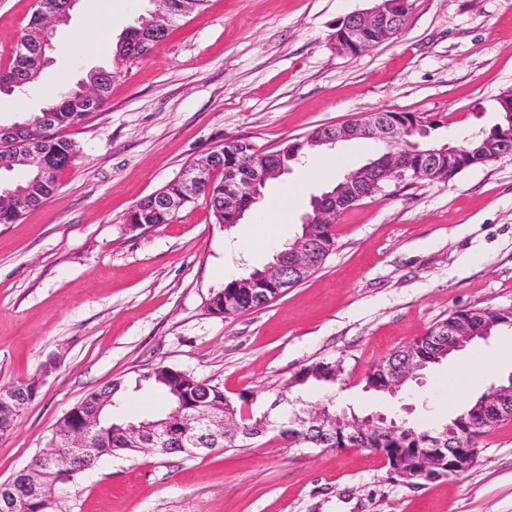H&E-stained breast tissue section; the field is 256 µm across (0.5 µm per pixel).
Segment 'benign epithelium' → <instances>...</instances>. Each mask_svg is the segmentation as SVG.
Instances as JSON below:
<instances>
[{
  "instance_id": "obj_1",
  "label": "benign epithelium",
  "mask_w": 512,
  "mask_h": 512,
  "mask_svg": "<svg viewBox=\"0 0 512 512\" xmlns=\"http://www.w3.org/2000/svg\"><path fill=\"white\" fill-rule=\"evenodd\" d=\"M409 10V0H379V4L372 9L344 18L332 35L333 44L336 50L351 55L367 51L379 41L397 34L399 26L407 20ZM67 19L66 12L50 11L45 15L44 27L37 36L43 53L41 64L49 61L45 53L52 48L55 28ZM13 131L12 127L0 126V170H8L13 165L11 153L3 145V141L9 139ZM429 133V121L421 116L372 113L363 121L338 125L307 142L309 148L316 150L322 147L333 149L338 143L351 139H369L380 145L381 152L380 160L367 162L348 172L334 191L315 199L314 214L304 217L303 223L308 226L337 223L343 202L361 192L362 179L367 175L382 178H425L440 175L444 157H450L452 153L445 148L440 151L427 149ZM506 154H512V142L504 140L497 141L495 146L482 145L472 151L476 164H485ZM413 155L430 156L432 162L422 166L412 161ZM220 159V155L210 153L204 159L184 168L178 177L184 200L191 201L203 195L207 174H213L221 167ZM288 172L289 168L272 164L267 159L256 160L254 166H246L240 171H228L224 179V212L237 218L244 216L261 195V189L266 182ZM287 260L291 262L296 274L309 272L316 262L313 237L307 234L297 239L289 250L264 266L261 277L267 281L280 279ZM490 336V327L479 328L467 320L452 321L439 331V337L448 340V346L443 349L445 357ZM393 364L396 370H385L384 384L385 390L393 395L409 382L418 381L423 376L425 361L411 343L397 349ZM37 387L36 382L29 384L27 393L21 396L11 386L0 387V425L6 424L3 432L7 433L17 426ZM113 405L112 395L102 390L92 402L80 403L67 413L69 417L79 415L80 421L64 425L63 447L45 449L39 454L35 466L20 472V482L30 500L46 507L52 506L57 500L46 479L58 470V459L61 455L67 456L76 464L91 468L106 449L117 442L133 440L144 449L153 448L160 443H191L207 451L221 447L224 438L236 433V427L229 422V408L223 404L214 402L188 414L182 403L178 402L163 420L141 426L132 424L120 432L118 439L103 438L95 432L94 427L103 412ZM480 414L484 419H512V375L509 376L508 384L492 389V395L481 401ZM404 423L403 419L388 421L383 417L360 416L353 411L332 412L327 405L317 403L293 411L290 420L279 423L278 431L281 437L287 438L306 430L323 442L329 441L340 432L346 434L352 445L357 447L366 434L381 428L385 433L394 436L404 429ZM469 452L468 448L457 447L454 436L447 432L428 438L420 449V475L426 482L434 481L441 477L444 462L454 454L463 461L473 462Z\"/></svg>"
}]
</instances>
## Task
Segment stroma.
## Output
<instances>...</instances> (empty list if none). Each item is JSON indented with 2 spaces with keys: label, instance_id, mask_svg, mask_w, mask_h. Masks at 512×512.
Segmentation results:
<instances>
[{
  "label": "stroma",
  "instance_id": "obj_1",
  "mask_svg": "<svg viewBox=\"0 0 512 512\" xmlns=\"http://www.w3.org/2000/svg\"><path fill=\"white\" fill-rule=\"evenodd\" d=\"M376 0H209L117 77L91 119L65 129L75 144L57 192L15 224H0V386L38 381L25 416L0 436V482L46 448L56 422L87 393L125 384L122 401L155 411L134 389L164 364L258 393L254 412L301 368L341 361L329 390L307 403L412 419L454 410L459 374L472 401L512 375V331L448 356L396 396L365 390L374 364L454 310L512 306V155L453 178L393 180L346 210L324 265L259 309L224 317L213 292L265 264L275 245L237 247L270 201L292 189L296 235L312 197L363 165L372 146L343 142L344 170L306 178L303 166L266 183L241 223H216L203 199L170 223L128 230L124 218L217 145L248 139L262 152L321 125L379 111L435 120L451 142L490 128L512 88V0H412L404 27L360 55L331 35ZM36 8L0 0V68ZM151 0H79L25 102L0 96V120L40 112L50 94L110 65L120 34ZM95 29V39L83 31ZM494 354V368L476 360ZM62 512H512V422L483 435L463 475L419 486L392 479L363 448H289L273 435L195 458L117 453L80 475Z\"/></svg>",
  "mask_w": 512,
  "mask_h": 512
}]
</instances>
